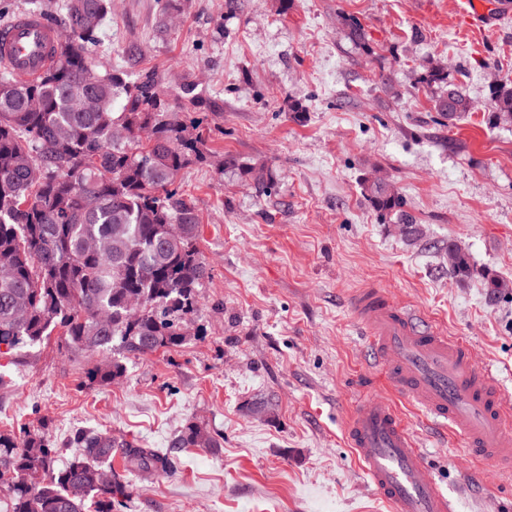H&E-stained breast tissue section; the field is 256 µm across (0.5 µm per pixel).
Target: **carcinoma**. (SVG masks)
<instances>
[{"instance_id":"obj_1","label":"carcinoma","mask_w":512,"mask_h":512,"mask_svg":"<svg viewBox=\"0 0 512 512\" xmlns=\"http://www.w3.org/2000/svg\"><path fill=\"white\" fill-rule=\"evenodd\" d=\"M85 20L65 0V31L50 67L35 81L0 78V357L34 347L57 332L64 343L112 360L89 369L87 382L112 384L126 372L123 359L186 341L184 327L197 312L199 288L210 268L199 247L201 224L179 192L178 177L211 157L201 126L184 119L215 111L186 84L172 102L152 79L133 80L96 59L112 0H82ZM443 89L434 108L450 125L473 104L434 66L421 79ZM92 98L95 109L77 103ZM492 117L512 125V88L500 85ZM258 194L273 185L264 162L229 159ZM364 196L383 219L395 218L407 239L421 240L403 196L373 177ZM141 301L127 316L130 297ZM76 449L63 468L43 431L0 433V491L9 512H119L128 496L112 466L114 449L126 465L168 473V452L141 448L107 432L81 430L67 440ZM172 448H219L221 442L190 422ZM104 472L112 482L101 480Z\"/></svg>"}]
</instances>
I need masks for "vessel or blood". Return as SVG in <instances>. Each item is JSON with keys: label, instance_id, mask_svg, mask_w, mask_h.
<instances>
[{"label": "vessel or blood", "instance_id": "1", "mask_svg": "<svg viewBox=\"0 0 512 512\" xmlns=\"http://www.w3.org/2000/svg\"><path fill=\"white\" fill-rule=\"evenodd\" d=\"M60 40L59 30L42 17L18 16L0 27V64L18 80H35L51 64ZM352 309L399 395L420 405L433 422L450 424L468 454L512 467V403L492 375L474 366L463 340L417 321L378 288L357 295ZM345 439L395 512H452L390 399L359 400L348 416Z\"/></svg>", "mask_w": 512, "mask_h": 512}]
</instances>
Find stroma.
I'll return each instance as SVG.
<instances>
[{
  "mask_svg": "<svg viewBox=\"0 0 512 512\" xmlns=\"http://www.w3.org/2000/svg\"><path fill=\"white\" fill-rule=\"evenodd\" d=\"M455 2L183 0L165 31L159 0H115L100 60L174 98L192 84L217 105L213 160L180 174L211 275L187 342L127 358L112 384L84 381L103 354L54 337L24 349L1 370L0 432L60 441L107 429L164 449L193 421L221 437L218 448L171 449L174 469L151 482L121 471L123 512H392L344 439L353 405L388 393L355 294L377 286L466 340L512 396V291L493 297L482 283L486 273L512 281V125L495 123L489 105L493 87H512V17L473 30ZM348 15L365 46L347 38ZM433 64L474 104L451 127L436 89L417 86ZM227 156L269 164L275 192L218 173ZM378 174L403 195L419 242L364 198L363 177ZM454 246L474 267L461 281ZM400 408L458 512H512L511 471L473 466L446 427Z\"/></svg>",
  "mask_w": 512,
  "mask_h": 512,
  "instance_id": "35a3bbf8",
  "label": "stroma"
}]
</instances>
